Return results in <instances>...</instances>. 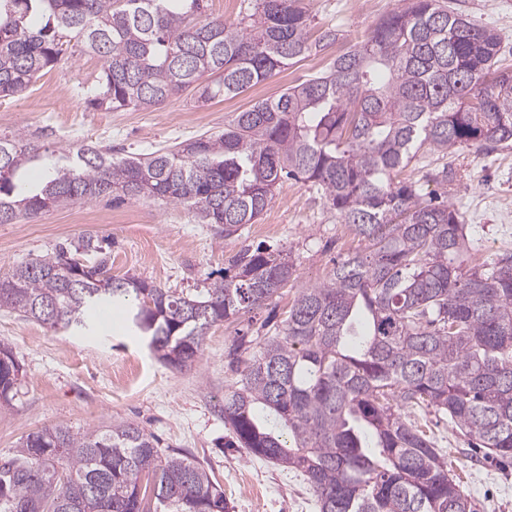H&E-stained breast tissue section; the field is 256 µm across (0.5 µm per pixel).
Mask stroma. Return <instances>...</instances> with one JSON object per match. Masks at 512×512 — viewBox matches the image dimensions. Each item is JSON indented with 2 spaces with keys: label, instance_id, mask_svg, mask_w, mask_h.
<instances>
[{
  "label": "stroma",
  "instance_id": "obj_1",
  "mask_svg": "<svg viewBox=\"0 0 512 512\" xmlns=\"http://www.w3.org/2000/svg\"><path fill=\"white\" fill-rule=\"evenodd\" d=\"M453 2L502 35L501 62L512 67V0ZM304 3L316 26L339 30L336 44L298 58L237 96L200 102L187 91L145 110L92 109L85 103L84 90L96 85L102 62L76 47L26 93L0 98V134L41 130L46 150L30 165L37 175L47 172L55 151L65 147L108 145L114 155L122 156L220 133L234 113L326 71L336 56L351 50L379 18L396 9L399 0ZM445 164L455 173L448 184V200L463 212L473 242L470 264L512 251V150L489 156L466 148L445 155L422 152L402 176L421 182L430 192L437 185L426 181V174ZM84 209L126 214L130 221L78 222L76 214ZM86 233L110 243L114 276L129 275L186 293L223 276L231 257L261 245L287 250L299 275L298 286L322 281L334 261L362 246L315 189L289 180L276 189L256 223L229 238L218 225L198 223L187 207L146 199L115 205L105 198L0 224V270L52 254L59 244ZM295 295V288H285L273 307L255 310L250 319L212 326L198 361L183 370L160 363L130 331L128 320L114 328L101 327L97 336L83 337L0 307V343L12 349L22 367L13 398L0 403V459L11 456L29 433L47 426L78 430L129 421L155 435L162 453L184 452L209 469L224 491L229 512H318L301 473L229 447L232 432L224 421V390L239 378L228 367L230 351L240 339L274 335L270 315L285 314ZM417 422L446 454L479 512H512V465L470 459L460 431L436 425L433 413L418 414Z\"/></svg>",
  "mask_w": 512,
  "mask_h": 512
}]
</instances>
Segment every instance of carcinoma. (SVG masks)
<instances>
[{
    "label": "carcinoma",
    "instance_id": "obj_1",
    "mask_svg": "<svg viewBox=\"0 0 512 512\" xmlns=\"http://www.w3.org/2000/svg\"><path fill=\"white\" fill-rule=\"evenodd\" d=\"M208 0H0V96H20L73 44L99 56L94 109H149L193 85L208 101L272 78L338 30L311 34L303 0H254L236 22ZM501 36L449 0H401L318 76L174 148L115 157L82 145L32 189L18 175L39 133L0 136V224L109 198L183 205L230 237L277 186L311 184L362 248L298 289L282 328L238 345L224 392L232 447L302 473L319 512H476L411 414L426 406L486 455L512 462V251L465 265L463 213L395 179L422 149L512 148V69ZM86 236L0 275V306L26 320L94 331L104 307L132 312L158 359L192 366L207 330L280 296L296 268L259 246L195 295L111 274ZM21 373L0 343V400ZM121 421L29 434L0 460V512H228L200 462L161 453ZM146 482H141V477Z\"/></svg>",
    "mask_w": 512,
    "mask_h": 512
}]
</instances>
